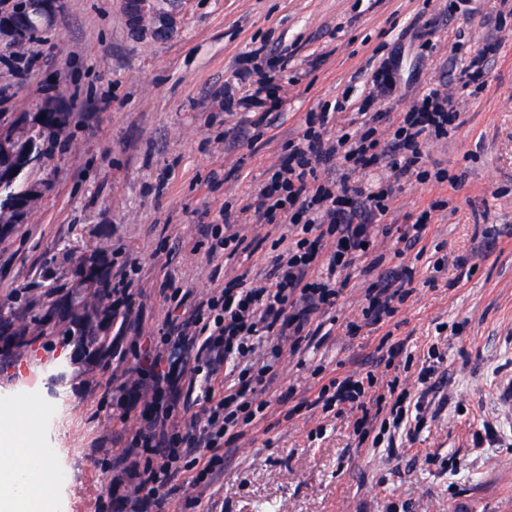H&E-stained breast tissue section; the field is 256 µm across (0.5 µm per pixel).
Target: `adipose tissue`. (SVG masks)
Segmentation results:
<instances>
[{
	"label": "adipose tissue",
	"instance_id": "ef3b65f1",
	"mask_svg": "<svg viewBox=\"0 0 512 512\" xmlns=\"http://www.w3.org/2000/svg\"><path fill=\"white\" fill-rule=\"evenodd\" d=\"M39 405L0 403V512H51L55 465L33 429Z\"/></svg>",
	"mask_w": 512,
	"mask_h": 512
}]
</instances>
